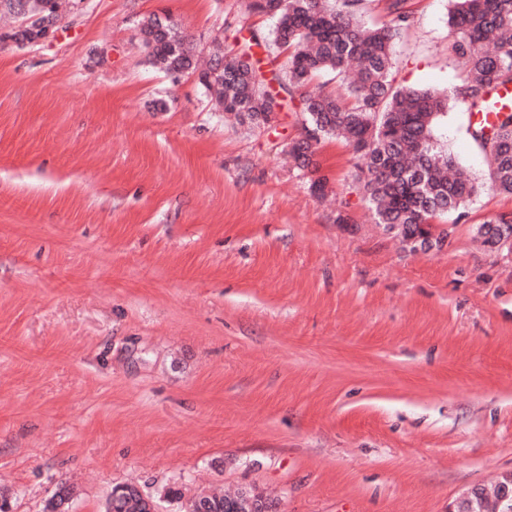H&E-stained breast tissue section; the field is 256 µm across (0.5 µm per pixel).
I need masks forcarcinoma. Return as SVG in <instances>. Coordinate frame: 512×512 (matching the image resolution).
<instances>
[{
	"label": "carcinoma",
	"instance_id": "cac0c4a2",
	"mask_svg": "<svg viewBox=\"0 0 512 512\" xmlns=\"http://www.w3.org/2000/svg\"><path fill=\"white\" fill-rule=\"evenodd\" d=\"M28 19L47 0H0ZM365 0H251V9L275 19L269 33L249 42L286 55L284 75L268 80L262 68L239 57L215 55L200 74L224 112L255 126L283 108L282 90L301 91L302 131L315 132L287 144L298 166L307 168L322 140L342 137L361 160L357 183L378 223L406 236L428 235L438 218L462 210L483 187L512 195V107L497 108L490 127L469 124L468 133L487 159L485 183L459 167L434 134L450 103L468 113L494 108L492 91L512 86V0H452L448 12L450 53L462 64L460 82L446 91L394 85L393 47L410 27L401 0H391L392 18L357 20ZM144 43L154 64L167 72L193 68L177 27L157 17L144 21ZM196 512H268L262 496L200 495ZM108 512H155L139 489L111 493Z\"/></svg>",
	"mask_w": 512,
	"mask_h": 512
}]
</instances>
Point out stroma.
<instances>
[{
	"instance_id": "1",
	"label": "stroma",
	"mask_w": 512,
	"mask_h": 512,
	"mask_svg": "<svg viewBox=\"0 0 512 512\" xmlns=\"http://www.w3.org/2000/svg\"><path fill=\"white\" fill-rule=\"evenodd\" d=\"M39 45L0 44V502L157 512L221 492L269 512H470L512 481V216L484 191L424 239L376 223L345 142L284 152L299 101L254 127L197 73L152 63L173 18L200 56L248 47L250 0H62ZM396 84L443 90L448 0H404ZM463 106L436 136L486 162ZM323 179V192L310 185ZM183 497L171 499V487ZM108 512H155V506L147 497L132 485H123L112 490L108 501Z\"/></svg>"
}]
</instances>
